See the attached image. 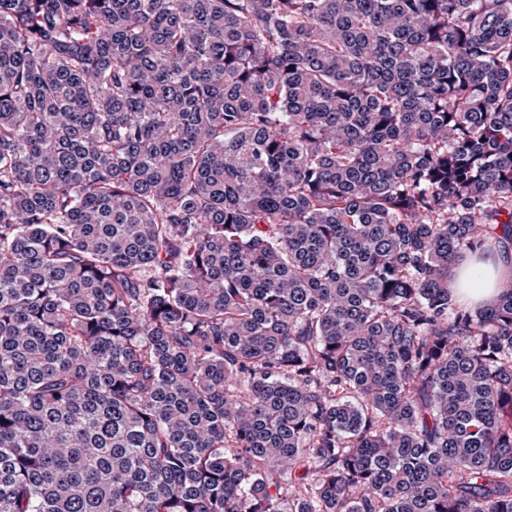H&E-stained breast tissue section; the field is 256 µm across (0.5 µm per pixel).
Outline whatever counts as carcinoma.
<instances>
[{"instance_id":"obj_1","label":"carcinoma","mask_w":512,"mask_h":512,"mask_svg":"<svg viewBox=\"0 0 512 512\" xmlns=\"http://www.w3.org/2000/svg\"><path fill=\"white\" fill-rule=\"evenodd\" d=\"M512 0H0V512H512ZM481 266L486 272L484 282L480 286L473 285L469 273L464 270L459 274V280L465 281L467 288H461V291L474 302H489L512 281V254L491 255Z\"/></svg>"}]
</instances>
